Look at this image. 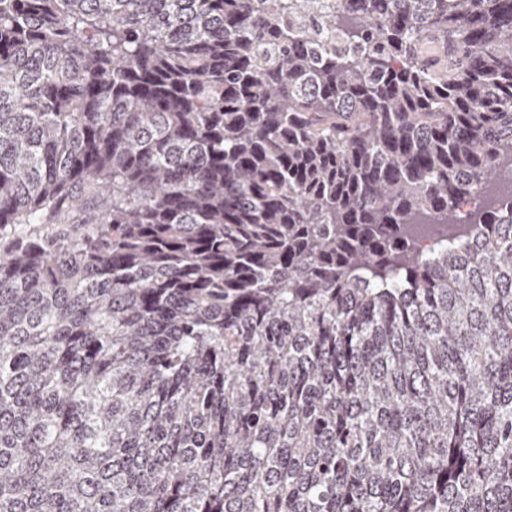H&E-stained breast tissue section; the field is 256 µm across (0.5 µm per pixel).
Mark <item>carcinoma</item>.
Returning <instances> with one entry per match:
<instances>
[{
    "label": "carcinoma",
    "instance_id": "carcinoma-1",
    "mask_svg": "<svg viewBox=\"0 0 512 512\" xmlns=\"http://www.w3.org/2000/svg\"><path fill=\"white\" fill-rule=\"evenodd\" d=\"M505 164L512 0H0V512H512Z\"/></svg>",
    "mask_w": 512,
    "mask_h": 512
}]
</instances>
